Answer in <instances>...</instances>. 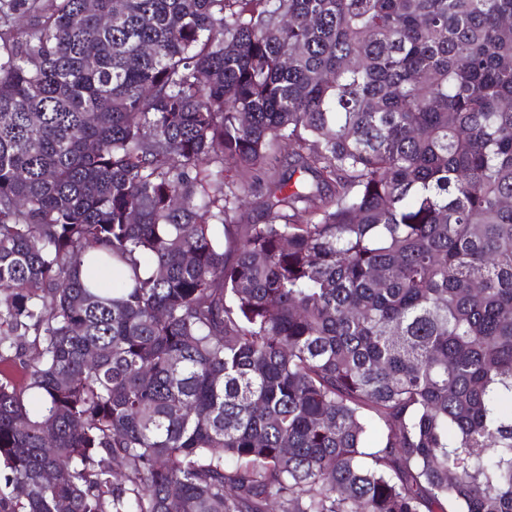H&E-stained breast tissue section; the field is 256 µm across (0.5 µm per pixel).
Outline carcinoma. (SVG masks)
I'll return each mask as SVG.
<instances>
[{
    "label": "carcinoma",
    "mask_w": 512,
    "mask_h": 512,
    "mask_svg": "<svg viewBox=\"0 0 512 512\" xmlns=\"http://www.w3.org/2000/svg\"><path fill=\"white\" fill-rule=\"evenodd\" d=\"M509 199L512 0H0V512H512ZM250 201L252 211L249 220L262 223L265 219V204L267 201V184L265 181H258L251 188Z\"/></svg>",
    "instance_id": "1"
}]
</instances>
